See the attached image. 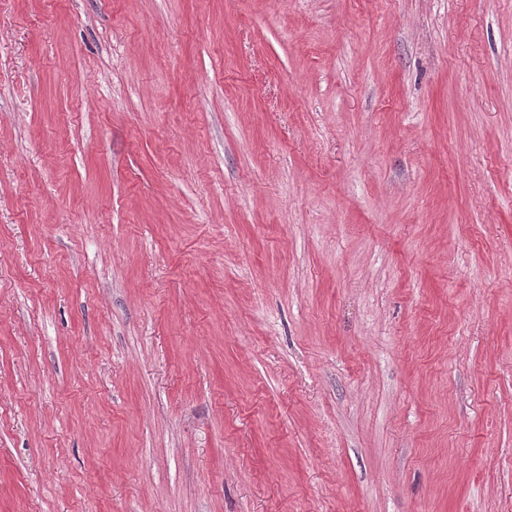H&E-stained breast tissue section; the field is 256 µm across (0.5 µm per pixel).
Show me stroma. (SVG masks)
I'll return each mask as SVG.
<instances>
[{
  "label": "stroma",
  "mask_w": 512,
  "mask_h": 512,
  "mask_svg": "<svg viewBox=\"0 0 512 512\" xmlns=\"http://www.w3.org/2000/svg\"><path fill=\"white\" fill-rule=\"evenodd\" d=\"M0 512H512V0H0Z\"/></svg>",
  "instance_id": "obj_1"
}]
</instances>
